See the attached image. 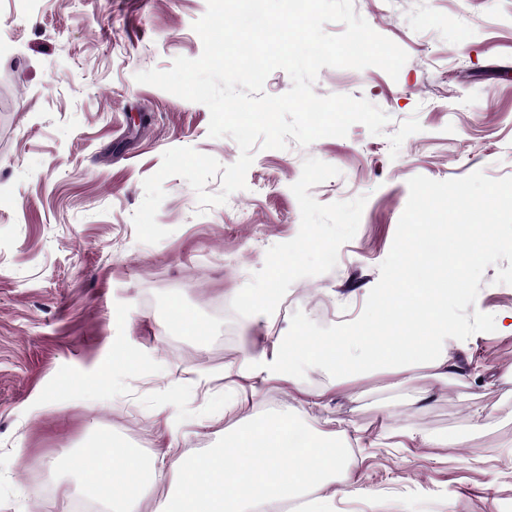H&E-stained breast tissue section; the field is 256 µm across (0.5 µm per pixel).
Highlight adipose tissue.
<instances>
[{
  "instance_id": "ef3b65f1",
  "label": "adipose tissue",
  "mask_w": 512,
  "mask_h": 512,
  "mask_svg": "<svg viewBox=\"0 0 512 512\" xmlns=\"http://www.w3.org/2000/svg\"><path fill=\"white\" fill-rule=\"evenodd\" d=\"M471 238L448 239L438 255L430 251L406 255L401 264L414 271L420 285L397 288L382 298L376 317L383 333H373L369 321L342 324L336 335L289 337V346L308 360L336 373L371 365L393 366L407 374L432 369L441 379L462 377L448 356V317L455 294L452 262L458 255L479 261L497 243L496 227L478 224ZM82 473L93 493L107 497L113 512H142L146 477L172 478L176 492L167 497L162 512H258L267 502L303 496L325 486L344 471L346 452L328 446L320 437L303 433L285 416H267L247 429L224 438L223 447L206 458L178 456L169 468L145 472L141 456L131 448L82 453Z\"/></svg>"
}]
</instances>
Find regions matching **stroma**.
Returning a JSON list of instances; mask_svg holds the SVG:
<instances>
[{
	"mask_svg": "<svg viewBox=\"0 0 512 512\" xmlns=\"http://www.w3.org/2000/svg\"><path fill=\"white\" fill-rule=\"evenodd\" d=\"M408 54L322 68L315 94L381 108L382 134L259 149L246 187L199 212L179 176L138 242L132 216L165 151L221 165L240 149L210 112L136 73L198 58L207 0H0V512H68L83 448L109 439L195 458L261 414L348 449L328 512H512V285L487 267L474 305L496 328L449 339L464 381L385 367L297 384L246 378L245 354L335 335L362 313L409 198L407 182L512 177V0H353ZM194 314L193 335L173 320ZM485 409L481 419L472 405Z\"/></svg>",
	"mask_w": 512,
	"mask_h": 512,
	"instance_id": "35a3bbf8",
	"label": "stroma"
}]
</instances>
